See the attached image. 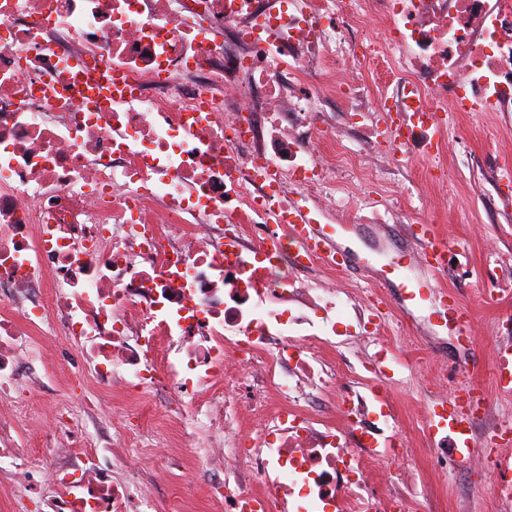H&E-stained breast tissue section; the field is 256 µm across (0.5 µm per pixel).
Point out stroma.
Segmentation results:
<instances>
[{
    "mask_svg": "<svg viewBox=\"0 0 512 512\" xmlns=\"http://www.w3.org/2000/svg\"><path fill=\"white\" fill-rule=\"evenodd\" d=\"M449 143L432 160L428 171L403 168L392 154L382 158L384 177L397 198L415 195L405 216L408 224H434L449 244V264L440 276L442 285L454 289L471 309L467 333L472 338L461 347L457 336L439 319L431 302L404 300L400 285L406 269L397 265L403 255L401 226L364 224L360 210L330 213L329 224L338 226V238L354 248L346 265L337 267L336 278L352 292L354 312L336 319V360L355 354L346 345L351 336L365 337L364 357L379 351L374 333L387 336V347L398 360L395 379L386 385L403 434L410 436L417 482L412 512H498V489L492 475H476L458 465L448 477L430 465L431 453L421 440L420 425L431 404L432 386L420 373L415 358L426 352L443 359L438 373L475 388L494 399L493 419L512 423V405L498 403L491 353L512 337V214L505 204L512 199V114L471 112L459 116L448 132ZM376 290L390 318L374 327L367 305V290ZM70 375L59 365L39 389L36 411L19 433L20 439L47 428L54 412L69 396ZM208 478L200 461L184 459L171 483L152 489L156 502L174 496L200 499Z\"/></svg>",
    "mask_w": 512,
    "mask_h": 512,
    "instance_id": "obj_1",
    "label": "stroma"
}]
</instances>
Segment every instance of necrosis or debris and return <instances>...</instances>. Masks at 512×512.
Masks as SVG:
<instances>
[{
    "label": "necrosis or debris",
    "mask_w": 512,
    "mask_h": 512,
    "mask_svg": "<svg viewBox=\"0 0 512 512\" xmlns=\"http://www.w3.org/2000/svg\"><path fill=\"white\" fill-rule=\"evenodd\" d=\"M382 38H371V29ZM117 75L121 100L92 99ZM341 99L409 125L330 150ZM512 113V0H0V470L9 512H155L211 444L209 512H388L415 473L394 413L336 373V280L299 282L294 210L335 211L336 164L431 156L433 116ZM73 345L81 406L25 455L45 337ZM126 396L111 430L91 413ZM256 423L241 438V419Z\"/></svg>",
    "instance_id": "necrosis-or-debris-1"
}]
</instances>
